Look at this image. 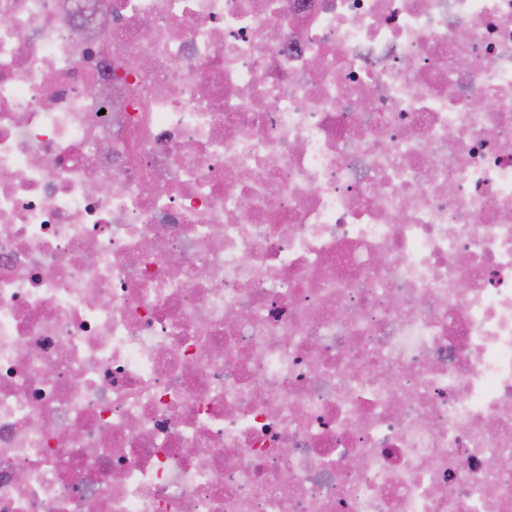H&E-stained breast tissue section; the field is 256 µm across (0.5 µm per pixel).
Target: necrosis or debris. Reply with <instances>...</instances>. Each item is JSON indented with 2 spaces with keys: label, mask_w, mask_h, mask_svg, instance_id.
I'll return each mask as SVG.
<instances>
[{
  "label": "necrosis or debris",
  "mask_w": 512,
  "mask_h": 512,
  "mask_svg": "<svg viewBox=\"0 0 512 512\" xmlns=\"http://www.w3.org/2000/svg\"><path fill=\"white\" fill-rule=\"evenodd\" d=\"M93 502L512 512V0H0V512Z\"/></svg>",
  "instance_id": "obj_1"
}]
</instances>
